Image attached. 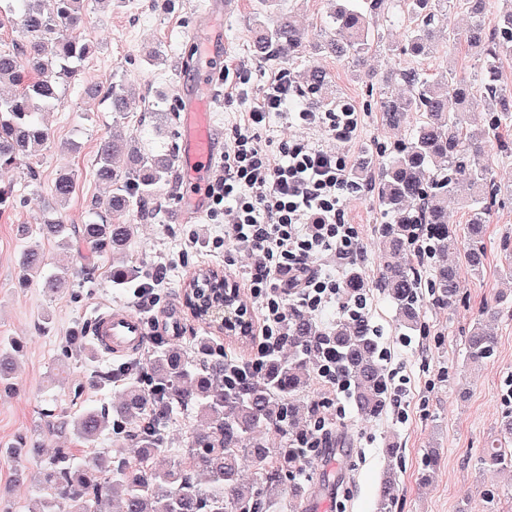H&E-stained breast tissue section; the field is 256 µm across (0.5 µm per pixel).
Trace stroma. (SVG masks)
Masks as SVG:
<instances>
[{
	"label": "stroma",
	"instance_id": "obj_1",
	"mask_svg": "<svg viewBox=\"0 0 512 512\" xmlns=\"http://www.w3.org/2000/svg\"><path fill=\"white\" fill-rule=\"evenodd\" d=\"M226 57L218 58L219 69L230 79L244 75L250 98L259 97L276 74H286L294 90L295 111L312 108L305 93V77L315 66L329 74L326 111L347 105L360 112L361 127L352 140L337 143L323 129L310 128L292 116L273 113L262 135L281 140H307L327 149L336 147L352 163L369 159L372 169L384 167L387 148L406 138V128L387 127L379 110L381 98L405 93L403 84L391 80L392 70L414 66L410 55H394L390 46H404L403 20L380 19L382 45L364 66L339 61L329 55L305 53L293 59L264 60L250 47L257 22H271L258 0H223ZM203 0H91L81 28L90 44L81 70L68 84L63 103L40 113L48 132L43 150L36 156L18 157L15 164L0 171V183L13 189L8 207L0 209V341L17 340L22 351L10 385H0V503L9 512H34L40 492L36 485L45 465L57 449L81 454L83 445L70 434L49 432L50 418L81 407H103L115 402L120 383L95 386L92 375L116 367L118 358L100 354L91 338L90 316L94 308L130 306L132 297L125 287L112 283L111 252L87 255L77 234L70 245L43 237L38 226L51 202L58 173L78 176L70 202L58 209L66 224L84 223L90 212H104L109 190L94 177L101 140L135 136L145 147L157 148L181 142L180 88L191 75L182 59L194 46L200 27ZM281 10L297 14L309 40L323 38L330 12L329 0H282ZM161 49L166 64L149 65L146 54ZM452 67L457 78L472 81L482 61L465 44L439 41L431 58L423 63L430 75ZM371 78H364V71ZM122 80L140 87L141 98L133 100L127 112H113L109 99H91L83 94L89 84L103 85ZM171 110L170 136L160 138L154 131L151 111L156 102ZM492 177L501 191L486 199L489 221L483 238L485 259L480 274L467 263L458 266L461 297L451 308L434 305L431 295L423 297L427 333H408L395 307L379 291H370L372 322L382 332L381 346L391 351L393 362L410 378V407L405 422L391 413L361 418L354 406H347L346 418L337 431L346 439L338 454L318 449L307 469L304 482L320 486L323 512H374L387 441L401 450V471L393 512H512V465L500 473L480 472L479 457L497 438L500 418L507 406L505 395L512 387V277L506 276L504 244L512 245V126L499 129L488 142ZM195 184L184 182L174 171L170 184L157 192L158 209L133 206L126 220L137 233L127 248L129 260L140 273L163 270L165 280L151 314L178 319L179 334L165 340L193 352L202 335L183 301L185 282L202 267H209L238 279L251 266L245 253L225 255L219 241L224 236V217L217 214L212 200H205L201 214L188 211L186 196ZM345 218L357 225L362 253L357 269L365 280L378 277L377 253L382 225L393 217L368 190L360 191L346 205ZM39 245L46 274L67 270L70 284L59 293L44 282L22 283L20 254ZM500 302L502 310L495 323L496 349L492 357L472 362L467 358L466 336L482 308ZM410 336V346L400 339ZM198 419L191 408H177L162 430L168 459H180L191 441ZM436 449L440 462L429 485H422L424 460ZM335 467H328V458ZM505 489V496L488 501L487 484Z\"/></svg>",
	"mask_w": 512,
	"mask_h": 512
}]
</instances>
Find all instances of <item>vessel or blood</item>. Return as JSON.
I'll return each instance as SVG.
<instances>
[{"label":"vessel or blood","mask_w":512,"mask_h":512,"mask_svg":"<svg viewBox=\"0 0 512 512\" xmlns=\"http://www.w3.org/2000/svg\"><path fill=\"white\" fill-rule=\"evenodd\" d=\"M220 35V27L210 26L209 40L198 43L197 54L192 62L197 81L193 86H186L181 90L184 110L182 134L185 150L180 166L192 177L203 170L213 171L214 160L221 152L220 128L214 124L208 99L202 93L214 68L208 43L218 40ZM91 324L98 350L108 355L133 353L141 349L145 342L157 332L156 325L127 309L94 310Z\"/></svg>","instance_id":"obj_1"}]
</instances>
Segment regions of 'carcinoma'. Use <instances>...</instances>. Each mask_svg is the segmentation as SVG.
Segmentation results:
<instances>
[{"instance_id":"1","label":"carcinoma","mask_w":512,"mask_h":512,"mask_svg":"<svg viewBox=\"0 0 512 512\" xmlns=\"http://www.w3.org/2000/svg\"><path fill=\"white\" fill-rule=\"evenodd\" d=\"M10 13H0V29L9 26L24 42L0 45V84L15 87L9 97L0 96V170L11 167L17 156L36 153L47 140L36 113L48 112L63 102L65 86L78 75V64L89 53L81 36L84 0H12ZM486 0H402L407 15L408 45L412 55L424 60L433 53L435 23L453 9L469 16L465 31L448 30L445 39L464 40L483 67L473 84L447 73L429 79L419 67L394 71L411 91L408 97L387 96L380 111L390 126L406 125L409 138L397 147L392 160L378 176L367 162L356 173L360 185L376 192L379 202L395 222L381 228L382 249L378 280L368 283L354 267L343 279L344 294L356 297L373 287L396 307L401 325L426 331L422 321V277L403 261L409 247L411 224H428L431 231V266L427 282L434 304L451 306L460 297L457 266L460 244L448 226V204L459 201L457 188L470 190L467 227L470 248L466 259L474 271L483 266L478 246L487 208L480 203L497 192L485 159L489 133L512 124V84L502 81L499 62L512 56V6L503 11L496 25L487 29ZM391 0H339L326 22L327 38L307 44L294 16L280 14L270 25L255 27L253 45L257 55L290 58L311 49L339 60L358 63L379 43L374 18L390 11ZM328 84L325 70H309L307 86L312 94ZM136 87L111 83L106 89L112 111L127 110ZM126 158L120 171L114 159ZM97 181L111 188L107 211L111 219L96 214L80 225L81 241L91 250L112 252V282L122 285L138 278L139 270L126 256L136 225L122 217L134 202H145L171 181L176 155L170 147L163 153L142 148L135 137L104 139L97 152ZM76 189L72 173L59 175L52 188L50 215L43 218V234L69 243L68 227L51 216L70 201ZM23 278L42 276L44 256L36 247L19 259ZM495 306H485L466 336L469 358L476 362L490 357L495 335L489 320L497 317ZM336 355V373L352 382V401L366 418L381 415L388 407L379 343L363 320L344 316L328 329L295 312L288 322V354L268 359L261 374L248 381L224 376V355L203 337L194 356L177 344L166 345L148 362L153 391L138 383H126L121 402L114 407H90L66 415L59 429L85 443H93L114 430L119 421L136 424L129 435L136 459L118 452L112 457L94 456L76 464L67 449H57L44 468L39 484V512H101L112 499L116 512H284L283 486L288 498L303 501L306 486L296 481L304 449L314 425H322L314 405L297 400L315 377L311 360L320 342ZM18 346H0V380L11 375ZM196 408L200 424L193 432L187 457L161 468L157 460L167 449L161 430L177 407ZM287 438L286 447L272 448L266 435ZM385 475L376 500V512H391L394 488L401 464L400 448L390 442L384 448ZM250 459L260 470V481L246 483L240 476V461ZM512 462V448H485L481 464L498 470Z\"/></svg>"}]
</instances>
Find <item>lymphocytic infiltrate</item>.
Wrapping results in <instances>:
<instances>
[{"mask_svg": "<svg viewBox=\"0 0 512 512\" xmlns=\"http://www.w3.org/2000/svg\"><path fill=\"white\" fill-rule=\"evenodd\" d=\"M292 96L285 75L271 77L262 96L224 146V163L209 187L214 204L229 218L225 248L247 251L253 264L242 284L259 313L256 344L248 358H227L229 371L259 375L267 358L284 346L293 312L369 317L367 296L347 299L338 277L315 268L331 254L345 260L361 250L356 225L347 223L348 200L360 187L351 177V160L306 141L274 142L259 131L273 112H284ZM299 120L345 141L356 135L360 113L340 107L333 112L302 110Z\"/></svg>", "mask_w": 512, "mask_h": 512, "instance_id": "lymphocytic-infiltrate-1", "label": "lymphocytic infiltrate"}]
</instances>
